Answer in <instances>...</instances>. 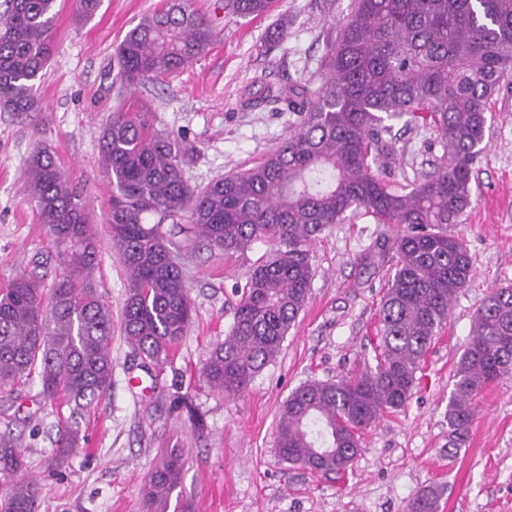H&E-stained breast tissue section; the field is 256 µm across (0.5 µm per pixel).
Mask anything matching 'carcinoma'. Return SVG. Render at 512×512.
<instances>
[{
	"label": "carcinoma",
	"instance_id": "cac0c4a2",
	"mask_svg": "<svg viewBox=\"0 0 512 512\" xmlns=\"http://www.w3.org/2000/svg\"><path fill=\"white\" fill-rule=\"evenodd\" d=\"M57 0H9L0 18V107L31 112L36 84L53 50ZM275 0H224L242 17L270 14ZM215 31L192 0H167L127 31L116 55L120 82L135 89L173 75L210 46ZM316 77L286 86L257 81L245 105L277 103L295 116L288 139L251 168L192 189L183 168L193 151L154 127L147 110H113L100 140L112 185L105 222L123 265L127 290L121 329L141 360L165 364L187 335L190 289L172 232L184 219L207 245L226 254L267 239L277 248L246 276L224 340L202 369L207 384L236 397L272 363L303 310L312 266L310 245L356 213L395 224L396 255L381 305L376 365L336 380H309L277 420L281 459L313 473L346 472L361 432L403 409L420 384L435 332L472 277L463 240L448 233L473 202V165L485 149L486 103L512 75V0H354L327 22ZM436 128L443 154L405 185L381 177L395 159L394 122ZM36 217L49 231L62 273L41 288L36 258L0 295V389L38 378L45 402L81 414L112 389V310L94 287L99 246L81 195L47 150L26 169ZM171 228H165L166 222ZM448 401V427L468 428L476 395L512 376V287L491 291L473 320ZM79 442L77 426L59 428L63 457ZM184 459L170 451L150 473L146 498L167 512ZM21 445L0 431V512H36L40 485L24 477ZM429 486L407 512H438Z\"/></svg>",
	"mask_w": 512,
	"mask_h": 512
}]
</instances>
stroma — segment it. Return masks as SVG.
Listing matches in <instances>:
<instances>
[{"label": "stroma", "mask_w": 512, "mask_h": 512, "mask_svg": "<svg viewBox=\"0 0 512 512\" xmlns=\"http://www.w3.org/2000/svg\"><path fill=\"white\" fill-rule=\"evenodd\" d=\"M164 0H102L88 21L76 0H58L54 50L37 87L32 112L0 110V291L34 257L43 287L61 272L39 224L24 171L31 154L50 150L81 193L100 245L95 284L112 310V389L78 418L82 440L57 453L60 424L70 410L40 400L38 381L0 393V430L19 437L27 473L43 494L37 512H147V476L163 455L185 459L182 512H405L429 485L442 491L439 512H512V377L490 383L474 400L463 440L448 429L455 366L471 338L476 310L489 291L512 287V79L488 102L486 150L473 165V204L453 226L468 247L474 276L454 299L431 343L423 377L407 406L366 429L343 477L282 462L275 451L279 410L309 380H333L374 364L379 311L396 265L388 247L396 228L359 216L328 228L310 247L313 277L307 302L277 359L237 397L202 378L205 359L233 323L250 269L272 250L260 240L225 254L182 232L174 235L191 288L192 323L169 362L143 364L119 321L126 276L104 221L112 186L98 152L103 124L118 104L150 108L157 128L195 150L185 167L190 187L259 163L293 130L279 105L248 109L255 79L284 85L311 75L322 55L323 16L317 0H278L267 18L225 13L222 0H194L216 38L179 74L128 92L113 59L126 32ZM400 155L386 172L400 185L428 171L442 153L435 129L403 130ZM188 395L205 422L195 432L171 398Z\"/></svg>", "instance_id": "1"}]
</instances>
